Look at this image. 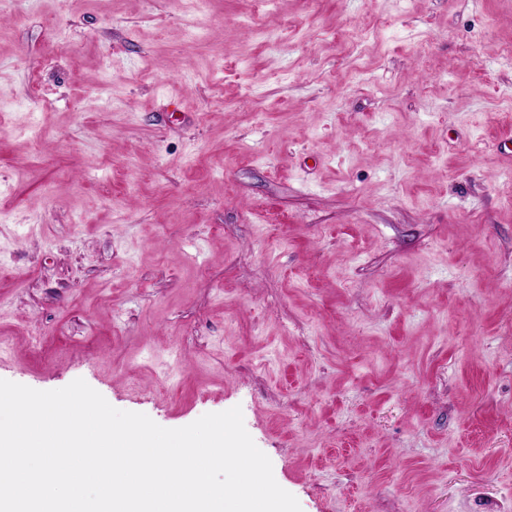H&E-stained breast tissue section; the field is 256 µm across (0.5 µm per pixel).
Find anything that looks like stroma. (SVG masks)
Returning <instances> with one entry per match:
<instances>
[{"mask_svg": "<svg viewBox=\"0 0 512 512\" xmlns=\"http://www.w3.org/2000/svg\"><path fill=\"white\" fill-rule=\"evenodd\" d=\"M512 0H0V379L241 407L302 512H512Z\"/></svg>", "mask_w": 512, "mask_h": 512, "instance_id": "stroma-1", "label": "stroma"}]
</instances>
